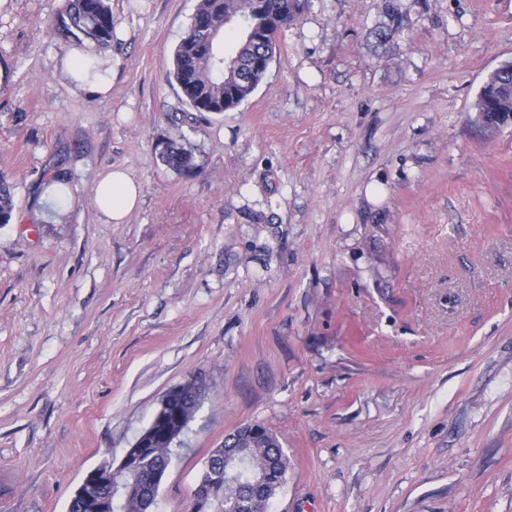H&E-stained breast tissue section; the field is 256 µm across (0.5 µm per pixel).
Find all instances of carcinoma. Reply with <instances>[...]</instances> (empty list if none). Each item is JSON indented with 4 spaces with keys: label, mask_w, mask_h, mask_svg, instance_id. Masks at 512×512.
<instances>
[{
    "label": "carcinoma",
    "mask_w": 512,
    "mask_h": 512,
    "mask_svg": "<svg viewBox=\"0 0 512 512\" xmlns=\"http://www.w3.org/2000/svg\"><path fill=\"white\" fill-rule=\"evenodd\" d=\"M302 0H268L266 17L272 28L266 37L268 44L277 45L279 35L303 13ZM235 18L239 32L235 51L226 56L221 39L209 42L212 29L224 31V15ZM387 22L374 31L379 40H387L401 30L405 15L395 0H385ZM256 23V17L246 11L245 0H198L191 22L175 47L172 69L168 78L175 83L182 101L195 112H211V104L224 99V84L235 85L241 93L240 101L247 100L263 80V70L256 65L263 52V44L245 37ZM57 27L80 43L87 39L97 46H105L115 37L116 24L108 0H68L64 13L58 18ZM476 109L482 112L485 126H498L496 112L512 113V71L502 72L492 78L487 91L478 95ZM161 161L179 173L193 170L191 151L172 141L161 143ZM14 211V185L0 172V224H8ZM257 435L238 455L224 461V446L212 449L210 464L227 470L229 481L222 494L210 506V512H241V499L248 498L246 512H270V506L279 489L286 482L288 457L277 437L261 425H255ZM172 449L163 446L144 458V472L168 469ZM264 472L272 482L265 498L248 495L251 480ZM155 490L144 487L140 501H114L112 512H151L156 505Z\"/></svg>",
    "instance_id": "obj_1"
}]
</instances>
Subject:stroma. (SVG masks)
Listing matches in <instances>:
<instances>
[{
	"instance_id": "obj_1",
	"label": "stroma",
	"mask_w": 512,
	"mask_h": 512,
	"mask_svg": "<svg viewBox=\"0 0 512 512\" xmlns=\"http://www.w3.org/2000/svg\"><path fill=\"white\" fill-rule=\"evenodd\" d=\"M197 2L110 0L103 98L62 76L66 0H0V512H67L196 374L156 512L244 424L288 457L270 512H512V125L475 108L512 0H398L383 44L384 0H311L220 115L166 79ZM385 17L388 23H383L374 31L377 39L386 41L404 26L405 15L400 11L395 0H385ZM162 146L159 151L161 161L170 169L179 173L190 172L193 170V156L191 151L182 146H178L172 141L160 143ZM95 203L107 223L123 224L139 207V185L120 167H112L100 175ZM14 211V185L0 172V224L10 223Z\"/></svg>"
}]
</instances>
